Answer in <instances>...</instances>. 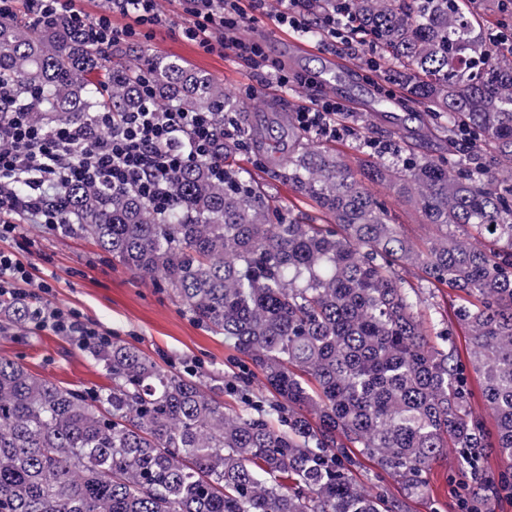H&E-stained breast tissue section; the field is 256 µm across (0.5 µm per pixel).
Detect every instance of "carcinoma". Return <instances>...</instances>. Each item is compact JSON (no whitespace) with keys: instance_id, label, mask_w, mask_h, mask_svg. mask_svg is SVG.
I'll return each instance as SVG.
<instances>
[{"instance_id":"cac0c4a2","label":"carcinoma","mask_w":512,"mask_h":512,"mask_svg":"<svg viewBox=\"0 0 512 512\" xmlns=\"http://www.w3.org/2000/svg\"><path fill=\"white\" fill-rule=\"evenodd\" d=\"M471 2L310 0L318 19L344 7L346 35L372 51L373 107L412 103L448 141L446 158L376 161L361 176L332 149L297 147L281 175L315 205L314 220L283 213L227 163L222 182L209 162L179 170L164 215L131 191L69 188L64 231L160 278L196 322L234 342L278 403L241 386L243 406L227 410L204 390L206 373L163 369L113 340L85 344L112 377L96 392L0 357V512H410L406 499L450 448L472 495L495 481L485 448L501 461L498 489L512 490V4L477 12ZM146 69L164 104L242 112L178 57ZM138 74L103 62L63 18L36 31L0 20V81L37 120L132 112ZM388 80L404 99L385 94ZM367 179L437 229L426 248L392 223ZM408 266L467 296L453 320L473 338L470 365L452 329L430 344ZM32 309L0 301V318L25 326ZM478 397L491 429L473 412ZM352 446L405 498L365 493L348 468Z\"/></svg>"}]
</instances>
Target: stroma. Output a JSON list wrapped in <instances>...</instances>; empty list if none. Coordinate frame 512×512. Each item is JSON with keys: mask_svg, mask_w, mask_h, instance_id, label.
Listing matches in <instances>:
<instances>
[{"mask_svg": "<svg viewBox=\"0 0 512 512\" xmlns=\"http://www.w3.org/2000/svg\"><path fill=\"white\" fill-rule=\"evenodd\" d=\"M158 9L162 26L150 42L135 46L129 62L141 67L149 54L180 57L240 100L245 99L247 88L259 87L264 106L246 107L234 117L236 124L256 132L236 162L251 172L266 195L289 206L293 213L312 216L316 210L278 178L287 154L272 150L258 132L267 129L272 136H279L284 115L314 106L317 98L326 94H333L340 106L336 119L343 129L332 146L345 154L360 148L375 154L384 145L391 146L399 159L448 152L441 138L405 140L394 118L378 119L365 112V91L374 76L364 64L367 53L361 46H328L320 39H305L277 26L272 15H256L242 30V37L263 41L269 54L283 62L289 73L308 80L305 86L281 90L261 85L259 70L234 49L206 54L174 37L170 28L181 21L180 0H159ZM373 191L386 202L394 222L414 243L421 245L433 237L435 227L424 223L406 201L382 185L374 186ZM0 251L13 254L27 270L26 280L15 285L18 293L45 307L76 313L107 339L134 344L161 367L223 376L249 367L232 341L196 323L169 289L113 263L91 239L25 220L14 233L0 236ZM402 275L419 286L423 314L436 323L447 320L458 303L456 293L425 286L423 273L417 268H406ZM0 356L19 360L34 376L63 388L93 391L112 384L110 375L87 355L77 337L62 336L48 328L31 325L0 331ZM468 483L456 468L455 452H448L427 471L423 489L411 502V512H461L460 501L466 496Z\"/></svg>", "mask_w": 512, "mask_h": 512, "instance_id": "obj_1", "label": "stroma"}]
</instances>
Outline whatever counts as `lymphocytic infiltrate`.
<instances>
[{"label":"lymphocytic infiltrate","mask_w":512,"mask_h":512,"mask_svg":"<svg viewBox=\"0 0 512 512\" xmlns=\"http://www.w3.org/2000/svg\"><path fill=\"white\" fill-rule=\"evenodd\" d=\"M21 1L32 23L67 17L103 53L116 42L151 40L163 24L155 0H103V8L93 16L78 9L77 0ZM182 2L178 34L183 40L206 53L232 46L260 68L264 82L287 88V72L270 58L265 45L237 37L250 12H266L268 0H250L247 11L240 0ZM116 14L127 17V24L114 26ZM142 90L136 111L103 110L48 129L18 104L10 83L0 82V235L15 232L18 217L60 224L58 201L74 182L134 191L163 212L173 202V177L187 163L214 161L216 177H223V113L188 112L161 104L150 84H143ZM337 110L335 100L325 98L316 107L300 110L296 119L306 132L331 140L340 134Z\"/></svg>","instance_id":"1"}]
</instances>
